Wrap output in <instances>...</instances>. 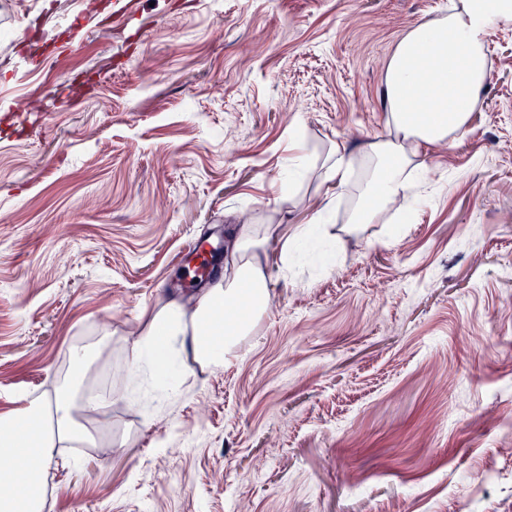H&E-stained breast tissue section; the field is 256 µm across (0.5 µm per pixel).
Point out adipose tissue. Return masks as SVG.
<instances>
[{
    "instance_id": "obj_1",
    "label": "adipose tissue",
    "mask_w": 512,
    "mask_h": 512,
    "mask_svg": "<svg viewBox=\"0 0 512 512\" xmlns=\"http://www.w3.org/2000/svg\"><path fill=\"white\" fill-rule=\"evenodd\" d=\"M501 19H512V0H459L447 16L418 24L396 44L387 68L388 135L366 154L369 192L357 196L344 233L384 217L419 167V143L452 141L465 131L487 78L484 30ZM416 98L430 101L431 110L414 111ZM279 227L274 210L263 223L238 227L231 276L201 289L191 302L165 301L133 342L137 360L162 375L189 360L222 368L225 355L268 305L267 247ZM101 405L99 398L63 388L0 415V453L14 461L0 472V512H41L43 467L62 441L90 440L77 413Z\"/></svg>"
}]
</instances>
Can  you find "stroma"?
I'll list each match as a JSON object with an SVG mask.
<instances>
[{
    "label": "stroma",
    "mask_w": 512,
    "mask_h": 512,
    "mask_svg": "<svg viewBox=\"0 0 512 512\" xmlns=\"http://www.w3.org/2000/svg\"><path fill=\"white\" fill-rule=\"evenodd\" d=\"M450 3L0 0V415L66 381L109 401L81 418L96 451L54 449L48 512H512V21L421 193L272 257L223 370L132 371L197 287L192 241L308 223L336 142L351 186L320 218L344 224L392 50ZM74 347L96 355L71 373Z\"/></svg>",
    "instance_id": "obj_1"
}]
</instances>
